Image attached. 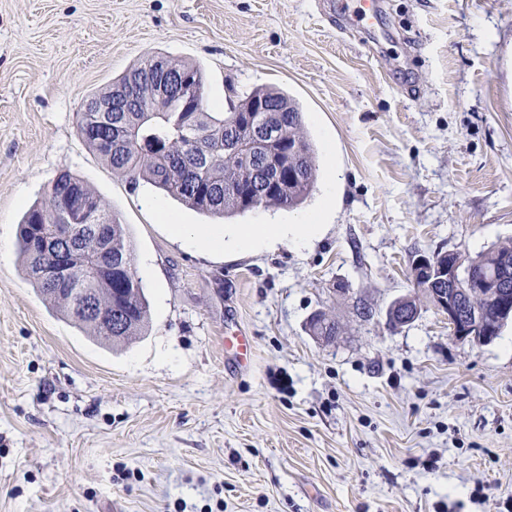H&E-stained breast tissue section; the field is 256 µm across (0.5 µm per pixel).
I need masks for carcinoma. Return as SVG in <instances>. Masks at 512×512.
<instances>
[{"instance_id": "1", "label": "carcinoma", "mask_w": 512, "mask_h": 512, "mask_svg": "<svg viewBox=\"0 0 512 512\" xmlns=\"http://www.w3.org/2000/svg\"><path fill=\"white\" fill-rule=\"evenodd\" d=\"M160 65L189 80L182 97L167 103L155 99L153 82ZM129 87L128 111L78 113L79 137L112 172L133 183L143 179L188 208L218 217L260 208L293 209L312 190L314 149L303 113L286 93L255 89L238 103H230L227 111L211 112L201 69L157 55L88 100L105 99ZM261 104L273 111L257 113L259 129L245 127V112ZM266 126L277 133V143L291 149L289 170L295 175L278 193L260 190L261 159L272 148L260 133ZM73 192L97 207L100 233L87 230L85 224L66 222ZM47 237L56 239V248L43 249L40 242ZM17 245L26 279L58 315L87 336L114 346L132 341L148 327L150 303L137 276L127 229L80 177L61 171L50 179L43 200L31 206L18 224ZM460 258L463 266L476 272L498 273L512 260V242ZM71 288L97 294L105 306L112 307V321L85 313ZM473 304L483 311L486 324H492L499 299L477 297ZM338 327L335 317L319 312L309 321L312 336H335Z\"/></svg>"}]
</instances>
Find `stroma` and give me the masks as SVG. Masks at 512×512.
<instances>
[{
	"label": "stroma",
	"instance_id": "stroma-1",
	"mask_svg": "<svg viewBox=\"0 0 512 512\" xmlns=\"http://www.w3.org/2000/svg\"><path fill=\"white\" fill-rule=\"evenodd\" d=\"M334 2L0 0V234L71 171L126 225L151 306L111 347L0 263V512H505L512 322L478 344L432 305L396 330L386 312L420 256L512 240V0H385L375 48ZM158 53L202 69L212 111L257 88L298 103L313 190L232 221L319 209L312 245L175 242L156 207L211 217L83 143L84 100ZM319 309L332 343L306 329Z\"/></svg>",
	"mask_w": 512,
	"mask_h": 512
}]
</instances>
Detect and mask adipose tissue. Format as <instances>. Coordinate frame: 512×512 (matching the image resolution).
Listing matches in <instances>:
<instances>
[{"mask_svg":"<svg viewBox=\"0 0 512 512\" xmlns=\"http://www.w3.org/2000/svg\"><path fill=\"white\" fill-rule=\"evenodd\" d=\"M158 218L165 222L172 237L184 244L214 253L249 252L270 243H289L307 247L321 231L319 214H311L301 224H243L232 227L213 225L199 230L177 223L166 211Z\"/></svg>","mask_w":512,"mask_h":512,"instance_id":"obj_1","label":"adipose tissue"}]
</instances>
